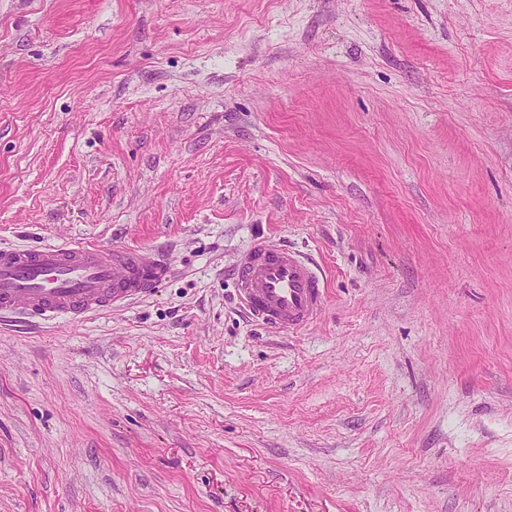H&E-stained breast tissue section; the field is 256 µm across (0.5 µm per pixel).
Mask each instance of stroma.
<instances>
[{
	"instance_id": "1",
	"label": "stroma",
	"mask_w": 512,
	"mask_h": 512,
	"mask_svg": "<svg viewBox=\"0 0 512 512\" xmlns=\"http://www.w3.org/2000/svg\"><path fill=\"white\" fill-rule=\"evenodd\" d=\"M86 243L172 273L0 319V512H512V0H0V247ZM234 280L244 307L276 332L313 323L326 300L325 284L302 253L264 239L241 255Z\"/></svg>"
}]
</instances>
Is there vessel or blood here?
I'll list each match as a JSON object with an SVG mask.
<instances>
[{
  "instance_id": "obj_1",
  "label": "vessel or blood",
  "mask_w": 512,
  "mask_h": 512,
  "mask_svg": "<svg viewBox=\"0 0 512 512\" xmlns=\"http://www.w3.org/2000/svg\"><path fill=\"white\" fill-rule=\"evenodd\" d=\"M170 273L158 253L98 245L0 247V312L79 318L149 293ZM235 291L267 328L294 331L320 316L327 290L299 251L254 241L236 266Z\"/></svg>"
}]
</instances>
